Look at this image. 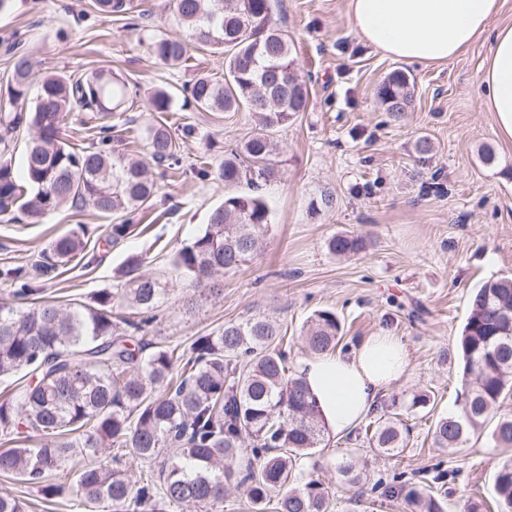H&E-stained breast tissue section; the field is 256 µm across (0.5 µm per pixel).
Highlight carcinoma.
<instances>
[{"label": "carcinoma", "mask_w": 512, "mask_h": 512, "mask_svg": "<svg viewBox=\"0 0 512 512\" xmlns=\"http://www.w3.org/2000/svg\"><path fill=\"white\" fill-rule=\"evenodd\" d=\"M104 17L127 13V0H94ZM176 17L189 37L224 51V79L200 75L183 86L196 108L208 112L255 114L250 134L224 151L218 168L224 186L242 182L249 195L228 192L210 222L174 256L195 287L220 294L218 275L242 270L255 256L270 224L261 187L277 173L273 131L307 110L309 90L297 76V60L276 26L271 0H173ZM190 43L157 36L148 44L156 60L178 65ZM5 95L10 105L24 99L34 80L29 56L19 51ZM34 108H0V215L14 206L38 220L67 205H89L117 216L112 242L131 233L128 215L154 200L156 184L149 164L131 159L111 145L132 90L112 70L86 78L62 73L37 80ZM388 115L408 111L410 83L401 71L378 87ZM173 96L153 92V110L172 109ZM72 112H91L98 120L99 147H74L62 127ZM32 131L22 174L12 167L15 138ZM152 163L174 168L182 162L180 145L163 120L145 130ZM369 246L354 234H336L328 251L355 256ZM77 234L56 237L31 267L0 268V279L31 305H0V378L22 374L29 382L0 402V434L25 445L0 451V474L43 494L60 498L69 484L51 477L71 476L77 495L96 512H156L160 501L191 504L221 512L224 493L244 489L253 512H331L332 493L305 478L300 461L312 455L326 427L306 383L290 371L284 336L276 322L248 318L197 337L179 350L146 339L150 319H113L114 294L104 291L88 303L37 300L38 274L83 253ZM159 282L139 274L123 296L140 313L161 300ZM341 340L336 314L318 310L307 321L305 342L317 354L335 351ZM463 388L457 412L434 422L433 443L451 452L471 436L487 433L495 448L512 447V415L499 413L512 396V278L485 282L475 293L458 341ZM491 429H486L487 424ZM365 432L377 451L402 455L409 430L400 414L374 418ZM45 441L31 444L33 435ZM125 448L129 463L156 465V476L135 480L110 456ZM112 460H107V457ZM458 475L437 464L412 482L404 475L384 488L402 500L406 512H447L448 497L430 485L444 486ZM494 496L499 512H512V457L497 468ZM16 495L0 492V512H25Z\"/></svg>", "instance_id": "carcinoma-1"}]
</instances>
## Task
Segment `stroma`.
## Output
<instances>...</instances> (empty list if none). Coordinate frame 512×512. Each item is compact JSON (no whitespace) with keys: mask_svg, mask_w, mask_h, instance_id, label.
Here are the masks:
<instances>
[{"mask_svg":"<svg viewBox=\"0 0 512 512\" xmlns=\"http://www.w3.org/2000/svg\"><path fill=\"white\" fill-rule=\"evenodd\" d=\"M273 17L292 44L310 101L275 134L279 166L262 187L271 223L261 250L246 270L226 273L223 292L212 295L191 286L173 259L224 200L223 181L214 174L200 177L197 163L218 165L225 149L254 125L244 110L202 112L183 103L182 88L196 75L223 78V54L195 47L175 67L150 55L152 37H189L171 0H130L124 20L101 18L93 0H11L0 11V88L11 77L13 59L5 45L16 32L38 73L77 78L113 70L139 91L124 114L119 147L144 159L149 153L142 132L158 118L149 98L154 90H168L174 96L169 122L183 162L157 170L153 206L135 213L132 233L111 246L104 239L112 217L89 206L65 208L35 223L19 209L0 216V266L31 263L58 235L77 233L87 243L84 263L43 277V299L86 302L107 289L115 295V310L124 313L123 272L131 256H141L142 273L165 290L153 332L169 346L186 348L226 323L269 317L286 331L296 365L311 355L303 337L318 310L338 317L341 353L382 330L401 336L410 370L381 398L378 411L394 401L407 405L422 390L435 395L432 411L411 413L406 451L398 458L378 455L359 424L348 436H324L316 454L302 461L303 474L336 487L338 463L351 461L369 481L355 504L336 487L332 512H402L400 501L372 492V483L400 472L410 478L445 460L460 469L448 512H463L471 500L492 512L495 468L512 451L475 436L453 454L435 447L432 427L437 417L458 409L457 340L474 292L488 280L512 276V145L500 140L481 108L476 82L494 28L512 24V0H503L493 29L458 57L430 65L395 60L366 44L353 29L347 0H273ZM395 71L405 72L414 90L412 108L397 120L376 96ZM422 136L433 143L432 153L416 152ZM487 146L495 154L490 165L481 159ZM324 195L332 197L331 207H321ZM345 231L367 238L369 249L349 258L329 253L327 239ZM1 489L18 494L27 512H88L72 492L47 500L0 476Z\"/></svg>","mask_w":512,"mask_h":512,"instance_id":"obj_1","label":"stroma"}]
</instances>
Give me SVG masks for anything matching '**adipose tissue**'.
I'll use <instances>...</instances> for the list:
<instances>
[{"label": "adipose tissue", "mask_w": 512, "mask_h": 512, "mask_svg": "<svg viewBox=\"0 0 512 512\" xmlns=\"http://www.w3.org/2000/svg\"><path fill=\"white\" fill-rule=\"evenodd\" d=\"M499 0H348L357 34L386 55L406 62L444 63L488 28ZM482 105L499 133L512 141V27L500 29L479 74ZM409 369L400 337H364L347 354L303 359L297 371L315 397L328 433L349 432L375 409Z\"/></svg>", "instance_id": "adipose-tissue-1"}]
</instances>
